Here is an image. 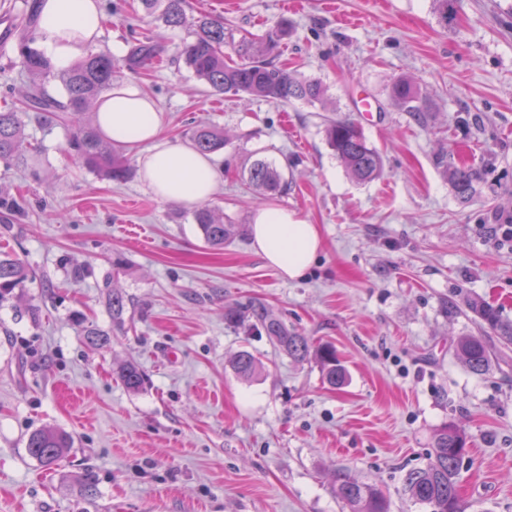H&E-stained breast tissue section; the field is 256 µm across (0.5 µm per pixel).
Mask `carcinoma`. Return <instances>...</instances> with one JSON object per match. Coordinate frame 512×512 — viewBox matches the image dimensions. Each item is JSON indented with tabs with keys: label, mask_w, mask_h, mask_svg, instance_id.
<instances>
[{
	"label": "carcinoma",
	"mask_w": 512,
	"mask_h": 512,
	"mask_svg": "<svg viewBox=\"0 0 512 512\" xmlns=\"http://www.w3.org/2000/svg\"><path fill=\"white\" fill-rule=\"evenodd\" d=\"M185 0H142L144 10L155 16L168 28L187 31L180 58L194 76L218 94L246 95L276 103L305 101L325 104L326 88L315 79H302L277 62L281 41L289 33L288 19H280L260 38L243 37L239 40L224 32V23L207 14L187 15ZM37 40L33 25L23 28L18 38V65L29 77L31 93L24 97L27 108L16 104L0 107V162L8 166L21 150L25 137L20 112H36L46 123L72 122L75 131L69 146L83 165L91 171L115 182L126 179L127 160L112 145L103 142L97 131L80 124L81 116L94 102L112 92V77L123 68L136 73L151 64L160 49L150 39L132 43L128 53L116 61L112 56L89 50L87 55L67 71H57L44 53L35 47ZM231 53H226V50ZM235 55L237 60L230 59ZM52 81L61 84V96L47 92ZM395 103L412 114L420 123L429 112L427 101L413 82L407 78L395 82L391 89ZM327 143L347 173L359 183L371 182L382 174L383 157L370 145L362 128L350 119H326ZM191 139L201 153H214L224 149V131L209 125L192 129ZM448 177L456 197L467 203L477 194L484 181L485 169L481 165H457L446 161ZM249 183L257 190L280 191L286 181L281 171L265 162H255L249 170ZM21 216L17 201L0 196V224H13ZM194 221L204 241L221 249L231 236L233 225L226 224L206 207L193 212ZM31 271L18 259L0 255V300L23 284ZM470 313L483 329L493 331L512 344V321L502 317L500 310L486 300L471 296L466 309L448 302L447 313L456 316ZM230 322L247 321L250 327L263 332L269 341L289 357L303 361L315 356L321 365L323 378L336 386L346 380L344 367L336 358L334 349L323 345L312 349L308 337L288 330L273 317L261 302L249 303L243 311L230 309L226 313ZM454 351L470 372L483 375L490 369L492 349L480 336L464 335L454 342ZM259 367L258 359L249 351L239 352L233 360V369L242 378L252 377ZM120 379L127 391L139 392L144 377L139 368L128 363L120 371ZM71 447V438L55 428H42L32 432L26 441L29 455L45 467L58 465ZM467 438L456 426L449 424L438 429L433 438L429 461L423 468L409 471L405 477V491L416 504L430 508V512H465L457 480L459 463L466 453ZM333 486L339 498L346 502L350 512H389L387 500L374 486L355 481L348 473L334 475Z\"/></svg>",
	"instance_id": "cac0c4a2"
}]
</instances>
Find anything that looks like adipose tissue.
<instances>
[{
  "label": "adipose tissue",
  "mask_w": 512,
  "mask_h": 512,
  "mask_svg": "<svg viewBox=\"0 0 512 512\" xmlns=\"http://www.w3.org/2000/svg\"><path fill=\"white\" fill-rule=\"evenodd\" d=\"M40 41L59 70L70 69L97 41L104 20L101 0H39ZM96 127L114 145L137 150L144 182L165 202L208 200L223 170L212 157L162 134V116L140 89L114 88L98 101ZM254 247L285 277L304 275L322 247L316 225L275 205L255 209L249 225Z\"/></svg>",
  "instance_id": "adipose-tissue-1"
}]
</instances>
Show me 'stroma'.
<instances>
[{
  "mask_svg": "<svg viewBox=\"0 0 512 512\" xmlns=\"http://www.w3.org/2000/svg\"><path fill=\"white\" fill-rule=\"evenodd\" d=\"M102 6L95 51L119 58L142 37L161 48L163 63L117 82L156 102L165 135L186 143L196 124L223 128L224 178L207 206L234 235L211 249L193 205L158 199L136 154L126 181L101 179L69 153L70 127L23 113L27 140L18 163L0 165V190L27 214L0 225V252L34 276L0 303V512H349L332 488L338 469L376 486L389 512H425L404 476L449 423L468 442L466 512H512V345L446 311L465 289L512 320V0H456L444 20L435 0H187L237 38L288 19L280 61L323 83L324 106L212 94L179 59L186 31L159 26L139 0ZM404 77L429 102L426 123L391 98ZM328 105L360 121L382 154L380 178L357 183L337 160ZM442 153L486 165L471 202L455 197ZM259 160L286 191L248 184ZM267 204L319 228L302 278L252 246L250 214ZM115 289L120 326L107 303ZM254 300L332 345L347 383L330 387L315 360L226 319ZM91 327L104 346L87 344ZM478 333L492 349L482 375L452 349ZM242 350L262 362L249 379L231 365ZM128 362L145 377L140 392L117 377ZM49 426L74 440L50 470L26 451Z\"/></svg>",
  "mask_w": 512,
  "mask_h": 512,
  "instance_id": "1",
  "label": "stroma"
}]
</instances>
